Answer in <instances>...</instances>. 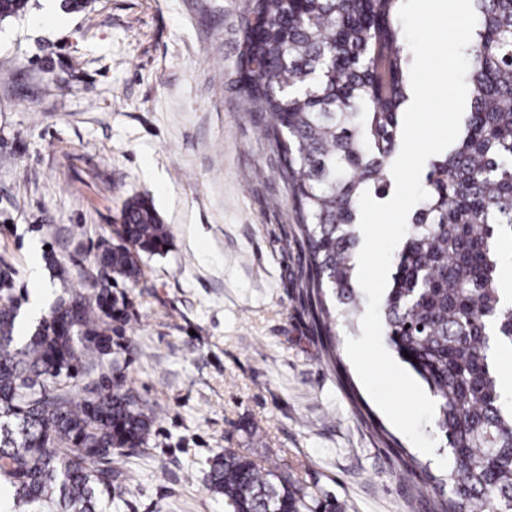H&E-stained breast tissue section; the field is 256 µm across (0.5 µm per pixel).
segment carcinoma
<instances>
[{
    "label": "carcinoma",
    "mask_w": 512,
    "mask_h": 512,
    "mask_svg": "<svg viewBox=\"0 0 512 512\" xmlns=\"http://www.w3.org/2000/svg\"><path fill=\"white\" fill-rule=\"evenodd\" d=\"M401 5L251 0L244 27L246 104L265 115L293 193L302 296L329 353L336 321L358 314L360 197L388 195L401 150L411 101ZM472 7L469 103L457 139L426 162L427 198L407 218L382 305L389 347L434 398L448 448L443 474L417 468L434 492L431 512H512V397L493 359L496 343L512 346V303L498 280V255L512 244V0ZM27 9L0 0V21ZM117 235L98 259L128 281L140 275L136 257L170 242L144 198L125 204ZM19 308L1 271L0 512H120L126 452L148 445L154 416L119 380L83 388L78 401L71 380L103 355L124 310L105 286L67 288L21 343ZM208 487L227 512H311L288 471L233 451L213 458Z\"/></svg>",
    "instance_id": "obj_1"
}]
</instances>
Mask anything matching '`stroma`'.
<instances>
[{
	"instance_id": "35a3bbf8",
	"label": "stroma",
	"mask_w": 512,
	"mask_h": 512,
	"mask_svg": "<svg viewBox=\"0 0 512 512\" xmlns=\"http://www.w3.org/2000/svg\"><path fill=\"white\" fill-rule=\"evenodd\" d=\"M30 0L0 21V269L22 296L81 288L125 203L170 233L117 281L126 320L79 383L122 377L155 409L122 512H224L209 462L288 468L340 512H429L407 461L439 473L379 409L336 328L299 300L293 196L239 82L250 0Z\"/></svg>"
}]
</instances>
